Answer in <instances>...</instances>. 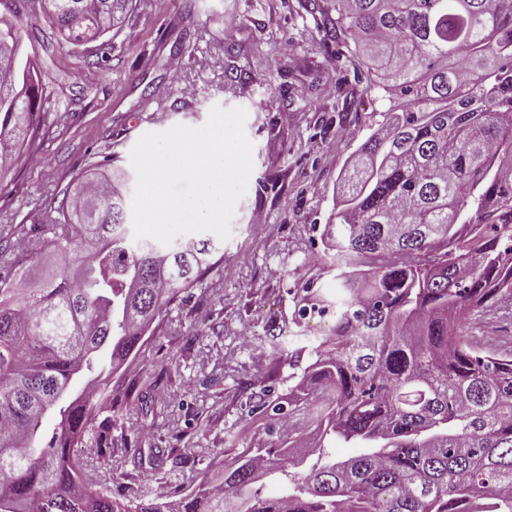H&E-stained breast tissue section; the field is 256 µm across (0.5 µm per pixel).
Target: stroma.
<instances>
[{
    "label": "stroma",
    "instance_id": "35a3bbf8",
    "mask_svg": "<svg viewBox=\"0 0 512 512\" xmlns=\"http://www.w3.org/2000/svg\"><path fill=\"white\" fill-rule=\"evenodd\" d=\"M334 4L136 0L106 41L75 46L53 32L41 0L24 2V46L47 104L0 184V241L50 228L78 174L103 157L134 176L130 152L145 133L241 108L252 144L223 259L165 307L112 378L115 388L152 384L154 413L122 401L111 455L95 454L93 429L77 449L96 487L172 499L255 438L281 442L257 394L286 395L310 361L307 340L328 333L326 321L295 322L297 303L306 287L336 290L321 233L356 150L384 131L394 100L350 39L334 37ZM278 340L288 356L272 350ZM173 447L178 457L150 460L152 449Z\"/></svg>",
    "mask_w": 512,
    "mask_h": 512
}]
</instances>
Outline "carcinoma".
<instances>
[{
	"instance_id": "obj_1",
	"label": "carcinoma",
	"mask_w": 512,
	"mask_h": 512,
	"mask_svg": "<svg viewBox=\"0 0 512 512\" xmlns=\"http://www.w3.org/2000/svg\"><path fill=\"white\" fill-rule=\"evenodd\" d=\"M55 32L103 37L133 0H41ZM22 0L0 32L24 41ZM384 86L409 107L360 148L327 236L336 296L298 309L332 313L329 336L273 420L304 411L308 430L278 447L258 440L175 501L118 499L89 488L74 448L95 416L111 449L107 390L141 347L163 300L195 288L224 250L211 238L133 240L120 187L63 198L34 235L45 258L94 252L76 276L34 288L0 252V512H512V348L459 334L469 316L512 303V0H336ZM45 98L30 56L0 57V146L18 161ZM320 390L311 402L310 386ZM104 392L94 401L90 387ZM52 414L57 427L46 428ZM341 439L364 452L333 460ZM274 477L280 491L255 484Z\"/></svg>"
}]
</instances>
